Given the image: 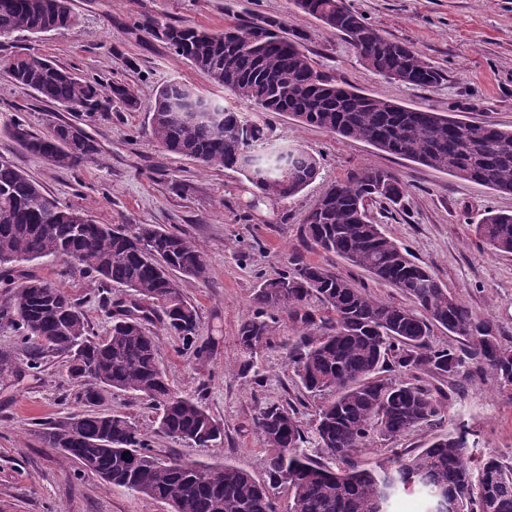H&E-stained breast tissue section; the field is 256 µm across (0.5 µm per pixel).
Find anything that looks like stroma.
Segmentation results:
<instances>
[{
	"label": "stroma",
	"mask_w": 512,
	"mask_h": 512,
	"mask_svg": "<svg viewBox=\"0 0 512 512\" xmlns=\"http://www.w3.org/2000/svg\"><path fill=\"white\" fill-rule=\"evenodd\" d=\"M365 21L407 43L438 68L443 78L430 88L381 78L361 65L354 48L315 18L292 12L288 0H71L77 24L40 35L0 40V59L26 52L75 69L101 82L134 88L139 109L113 104L87 118L17 88L0 69V119L23 113L32 131L43 133L67 121L79 124L98 144L94 160L75 170L55 167L18 147L0 129V157L12 161L61 204L82 208L100 224H157L191 240L207 259L203 277H180L184 299L199 314V359L160 324L149 330L157 358L171 385L201 398L224 424V436L201 448L159 432L146 401L106 390L96 412L126 417L161 461L177 457L206 465L232 464L263 478L266 451L256 426L260 409L279 405L310 426L323 402L307 393L293 373L289 349L297 328L287 312L276 315L275 331L252 359L262 377L242 373L238 330L255 310L260 280L289 270L295 259L320 264L378 298L407 304L397 289L373 280L361 268L323 253L302 226L324 186L365 167L389 169L407 187L400 204L370 203L372 223L407 246L448 290L512 345V254L482 246L470 230L488 210L512 213V194L495 192L378 150L339 138L292 116L261 112L239 103L228 90L178 57L169 44L146 30L156 25H200L215 31L236 23L279 21L302 37L316 69L366 94L412 108H429L466 121L512 130V0H346ZM179 81L223 100L271 128L280 145H295L320 162L319 177L297 195L279 199L261 193L230 169H204L171 154L149 134L148 106L159 87ZM12 278L32 276L62 287L85 315L90 332L106 335L109 299L118 288H97L73 260L17 265ZM0 357L13 365L0 374V512H170L163 501L106 485L94 473L64 460L40 440V424L82 412L79 383L60 358L33 359L16 326L0 318ZM448 404L446 429H464L475 454H493L512 465V389L490 373L462 371Z\"/></svg>",
	"instance_id": "obj_1"
}]
</instances>
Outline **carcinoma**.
Listing matches in <instances>:
<instances>
[{
  "mask_svg": "<svg viewBox=\"0 0 512 512\" xmlns=\"http://www.w3.org/2000/svg\"><path fill=\"white\" fill-rule=\"evenodd\" d=\"M343 36L366 69L388 80L430 87L441 73L407 44L366 23L345 0H289ZM77 18L71 0H0V38L71 29ZM249 42H224V32L167 24L161 38L174 53L206 73L214 84L261 112L284 113L299 122L451 176L512 194V131L415 109L346 88L322 76L280 23L229 25ZM13 82L36 97L85 113L89 118L118 100L135 109L139 100L125 85L104 86L50 60L16 53L3 61ZM197 88L169 82L158 89L151 112L153 139L167 151L204 168L236 169L262 193L297 194L319 175V161L301 148L288 153L290 176L263 152L268 128L243 113L215 103L212 112ZM23 149L52 165L74 170L98 154L84 129L59 124L35 135L18 114L5 125ZM404 182L392 171L366 167L324 187L304 220L305 235L324 252L342 258L380 284L412 301L405 306L380 299L326 267L298 261L279 277L262 281L255 311L238 331L239 345L252 354L272 335L271 314L286 311L301 326L289 360L304 389L328 394L309 439L294 414L278 406L256 418L267 450L266 478L230 464L161 462L136 429L120 415L77 413L44 427L42 441L60 449L105 482L148 498L166 500L172 512H279L271 490H288L285 512H389L402 491L417 490L426 512H512V466L476 458L466 435L445 431L416 453L402 450L374 466H359L354 453L377 437L391 441L413 429L441 428L447 420L445 394L386 372L425 371L451 379L469 359L478 372L491 371L512 387V347L444 288L409 250L371 223V201L399 203ZM474 234L492 250L512 253V214L490 211ZM73 255L99 288L117 285L111 300L112 327L103 338L89 334L79 305L59 286L30 278L16 287L12 307L1 317L16 319L21 341L36 358L65 360L75 379L133 393L157 410L167 436L207 447L224 436V425L201 400L173 389L156 358L155 337L146 325L159 322L185 349L201 357L198 311L181 295L174 273L202 277L204 255L187 238L153 224H98L83 210L62 206L29 175L0 157V267L54 262ZM316 296L331 317L317 328L305 312ZM473 340L469 358L453 344L435 348L433 328ZM327 455L343 464L333 469L317 460Z\"/></svg>",
  "mask_w": 512,
  "mask_h": 512,
  "instance_id": "1",
  "label": "carcinoma"
}]
</instances>
